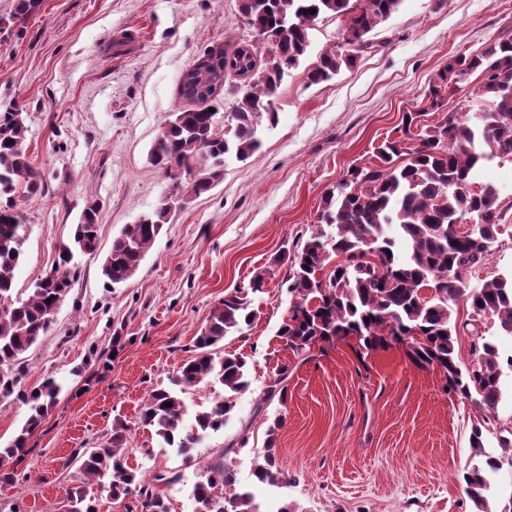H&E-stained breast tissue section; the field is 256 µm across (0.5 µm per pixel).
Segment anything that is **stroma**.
<instances>
[{"mask_svg":"<svg viewBox=\"0 0 512 512\" xmlns=\"http://www.w3.org/2000/svg\"><path fill=\"white\" fill-rule=\"evenodd\" d=\"M14 4L0 0V112H26L28 159L49 186L23 204L19 298L52 269L87 204L100 206V231L95 253H75L72 287L24 355L22 388L51 377L62 390L13 483L0 482V512H67L83 484L100 512H112L102 481H88L70 459L105 445L117 418L130 426V469L148 478L178 473L162 489L169 512H194L198 462L222 458L263 512L284 503L296 512H476L462 476L479 409L398 346L359 355L343 341L296 358L277 336L293 297L276 260L309 235L324 193L351 166L373 162L387 140L416 146L403 132L404 113H417L422 128L439 120L430 109L437 73L512 34V0H403L370 32L354 67L312 85L308 68L341 45L344 29L320 17L308 56L273 97L279 121L260 126V148L246 161L227 159L221 183L188 196L136 274L115 288L101 275L113 239L171 190L147 155L171 113L189 106L179 95L182 74L204 54L256 37L238 0H43L20 22L11 19ZM478 181L497 188L504 218L486 265L467 279L472 287L512 273V160L487 162ZM265 270L273 276L252 296L258 318L224 339L226 352L247 361L250 386L223 430L184 464L138 415L150 390L177 374L225 293ZM283 364L282 402L265 392ZM278 416L283 425L269 434ZM270 444L286 479L258 485L254 465Z\"/></svg>","mask_w":512,"mask_h":512,"instance_id":"stroma-1","label":"stroma"}]
</instances>
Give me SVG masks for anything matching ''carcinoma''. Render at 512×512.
I'll list each match as a JSON object with an SVG mask.
<instances>
[{
  "instance_id": "cac0c4a2",
  "label": "carcinoma",
  "mask_w": 512,
  "mask_h": 512,
  "mask_svg": "<svg viewBox=\"0 0 512 512\" xmlns=\"http://www.w3.org/2000/svg\"><path fill=\"white\" fill-rule=\"evenodd\" d=\"M403 0H239L246 25L267 46L270 62L255 72L253 45L231 52L218 51L220 68L196 64L188 71L189 83L181 97L203 104L200 109L174 113L159 131L149 150V163L170 182L173 195L199 196L224 178V163L232 155L245 161L261 140L262 117L278 120L273 96L288 72L296 68L310 48V31L316 19L333 15L345 22L344 41L352 51L329 48L307 71L309 84L332 80L352 67L358 50L369 46L367 36L399 11ZM231 69L251 75L224 129H216L218 105L207 104L217 70ZM481 71L476 97L483 106L476 118L467 108L448 112L442 90L449 82ZM432 107L444 116L416 135L413 148L402 141H387L379 148L380 163L348 169L338 192L323 199L318 223L295 249L283 253L287 265L282 284L295 296L293 309L278 333L292 353L301 357L316 346L320 351L338 341L356 340L359 350L373 351L401 346L409 359L423 368H437L446 387L472 402L479 410L494 411L502 397L504 369L512 371V352H505L499 337H512V275H498L481 286L467 289L465 276L486 264L490 244L502 226L497 189L478 184L477 168L495 158L512 157V35L489 43L482 51L458 55L438 73L433 85ZM28 126L22 111L0 113V394L17 395L30 415L20 432L0 446V467L19 465L27 441L54 404L60 387L51 378L29 390L20 385L23 355L39 340L52 321L72 283L70 263L76 251L92 254L98 247L99 206L84 208L73 239L61 246L59 261L30 289L28 296L14 295V277L21 263L25 217L20 201L45 193L46 184L27 160ZM480 186V191L473 187ZM171 210L162 202L139 221L128 224L112 241L101 274L112 288L129 280L146 252L169 223ZM473 220L480 226L483 244L471 241L458 226ZM435 295L425 298L421 289ZM464 299L469 311L464 319L452 316V304ZM257 317L248 296L236 290L212 308L206 325L193 340V356L181 366L168 386L154 387L139 420L154 429L163 443L185 460L208 431H218L234 410L233 396L249 385L247 361L224 353V338L239 332ZM492 320L498 334L487 335L480 324ZM473 337L472 367L462 369L455 356L458 337ZM288 366L279 368L266 398L286 401ZM219 384L224 393L195 413V427L183 425L186 390L200 384ZM490 419L472 426L470 447L484 455L483 431ZM130 426L117 419L102 448H89L75 456L89 478L109 475L107 498L131 497L139 512H168L156 484H169L167 472L146 480L127 468L121 454ZM503 454L486 457L463 479L478 512H484L493 475L503 464L512 466V438H501ZM257 482L276 485L284 477L276 449L268 445L253 471ZM232 490L229 512H260L254 494L237 488L234 469L223 460L202 467L194 497L197 512H224L217 487ZM70 512H99L100 503L77 487ZM133 508V509H135ZM127 508V512H133Z\"/></svg>"
}]
</instances>
